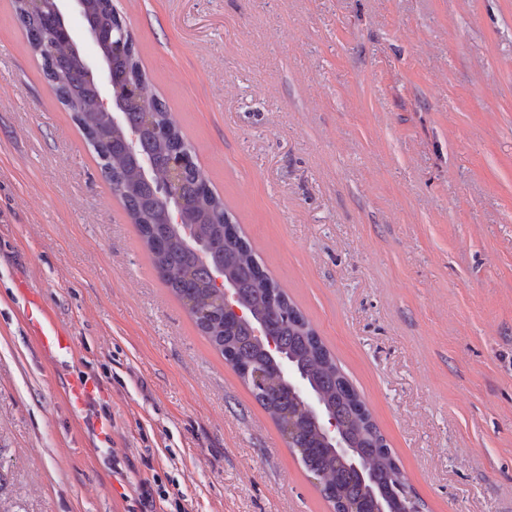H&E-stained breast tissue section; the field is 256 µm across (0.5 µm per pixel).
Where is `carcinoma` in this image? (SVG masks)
I'll return each instance as SVG.
<instances>
[{
  "mask_svg": "<svg viewBox=\"0 0 512 512\" xmlns=\"http://www.w3.org/2000/svg\"><path fill=\"white\" fill-rule=\"evenodd\" d=\"M12 7L30 36L31 50H36V40H45L39 53L43 78L65 90L69 96V101L63 103L66 110L81 114L82 128L89 129V147L101 175L112 192L121 193L163 284L179 299L208 342L221 355L235 357L240 365L236 373L274 422L284 415L291 416L296 427L293 447L304 468L318 478L324 498L336 509L349 506L357 512H375L374 498L390 496L392 488H406L391 449L377 425L365 423L363 414L369 410H360L364 402L359 394L296 304L260 267L251 244L243 237L228 235L230 215L224 201L207 189L208 178L195 165L185 169L179 179L186 224L209 244L214 261L233 283L239 299L250 308L253 321L237 322L218 314L210 268L175 237L167 224L159 190L170 179L173 155L178 151L189 155L191 149L166 102L150 92L138 51L100 45L110 56V69L117 78L115 87L123 91L126 125L139 132L133 152L112 127L109 114L99 110L96 87L86 78L80 58L68 43L50 38L56 25L54 15L47 10L31 15L24 0H12ZM114 16L111 0H87L86 21L106 30L115 25ZM144 156L153 163L148 180L141 172ZM258 324L319 391L344 433L367 460L371 480L362 481L323 444L302 402L279 383L263 346L252 337V329Z\"/></svg>",
  "mask_w": 512,
  "mask_h": 512,
  "instance_id": "carcinoma-1",
  "label": "carcinoma"
}]
</instances>
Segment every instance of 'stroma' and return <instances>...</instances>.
<instances>
[{"mask_svg": "<svg viewBox=\"0 0 512 512\" xmlns=\"http://www.w3.org/2000/svg\"><path fill=\"white\" fill-rule=\"evenodd\" d=\"M425 512H512V0H112ZM38 292L75 342L21 322ZM95 385L86 412L64 390ZM112 425L108 436L83 417ZM0 471L21 512H331L160 280L0 0Z\"/></svg>", "mask_w": 512, "mask_h": 512, "instance_id": "35a3bbf8", "label": "stroma"}]
</instances>
